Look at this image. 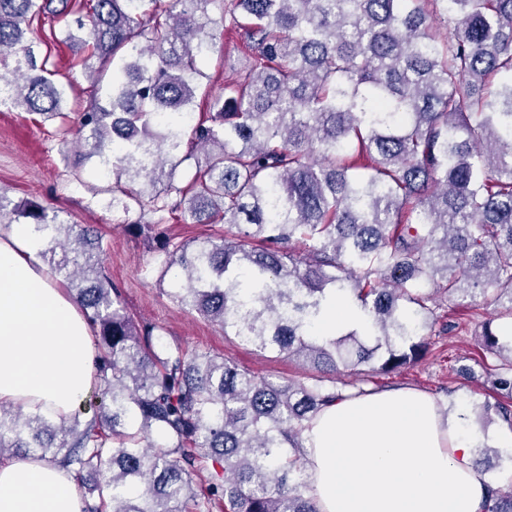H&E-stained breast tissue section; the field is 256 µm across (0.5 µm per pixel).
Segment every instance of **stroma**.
<instances>
[{
  "label": "stroma",
  "instance_id": "1",
  "mask_svg": "<svg viewBox=\"0 0 512 512\" xmlns=\"http://www.w3.org/2000/svg\"><path fill=\"white\" fill-rule=\"evenodd\" d=\"M36 36L42 52L49 55L56 80L68 87L69 97L88 100L90 83L76 64L78 51L66 39L64 20L48 18ZM248 47L243 30L224 34L203 66L196 102L206 110L224 95L226 75L248 64ZM55 124L24 108L0 106V188L12 203L36 200L58 211L61 219L74 224L94 225L109 243L104 257L113 283L120 288L127 312L140 323L162 327L168 342L191 350L219 353L234 360L242 369L275 381H308L311 372L297 361L261 350L225 334L190 308L172 300L168 285L158 270V248L166 237L193 240L222 233L223 225L197 224L192 217L166 224H153L138 212L125 211L112 200L111 193L92 194L88 182L94 181L96 160L84 166V183L72 181L67 166L74 160L54 135ZM440 314L455 322L453 332L433 337L430 354L417 364L391 373H374L370 388L413 387L436 397L447 409L460 434L473 442H488L497 447L488 478L503 486L512 485V447H501L507 426L482 418L485 402L502 398L493 386L490 370L496 360L481 344L484 322L496 320L494 307H470L441 303Z\"/></svg>",
  "mask_w": 512,
  "mask_h": 512
}]
</instances>
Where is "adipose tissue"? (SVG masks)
Returning a JSON list of instances; mask_svg holds the SVG:
<instances>
[{"label": "adipose tissue", "mask_w": 512, "mask_h": 512, "mask_svg": "<svg viewBox=\"0 0 512 512\" xmlns=\"http://www.w3.org/2000/svg\"><path fill=\"white\" fill-rule=\"evenodd\" d=\"M26 224L0 225V404L83 410L97 349L80 305L55 282ZM365 312L329 299L322 334L362 328ZM319 512H483L488 479L472 446L428 394L402 388L344 398L303 437ZM74 477L36 457L0 460V512H85Z\"/></svg>", "instance_id": "ef3b65f1"}]
</instances>
